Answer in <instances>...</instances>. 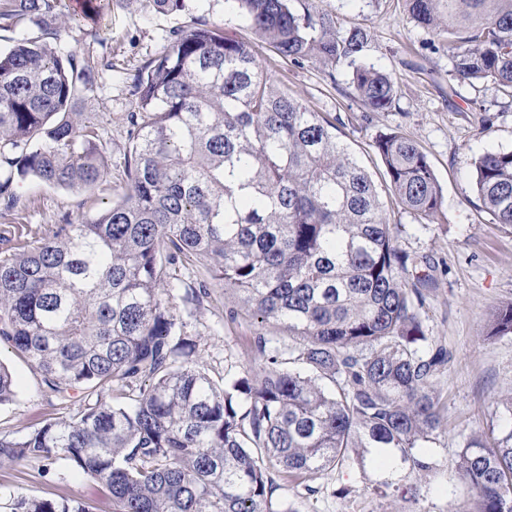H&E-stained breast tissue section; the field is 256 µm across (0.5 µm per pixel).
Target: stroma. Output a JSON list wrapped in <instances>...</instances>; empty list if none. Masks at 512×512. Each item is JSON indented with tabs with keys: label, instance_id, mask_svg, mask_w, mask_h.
<instances>
[{
	"label": "stroma",
	"instance_id": "35a3bbf8",
	"mask_svg": "<svg viewBox=\"0 0 512 512\" xmlns=\"http://www.w3.org/2000/svg\"><path fill=\"white\" fill-rule=\"evenodd\" d=\"M58 18L62 46L93 51L111 63L100 89L75 104L82 118L103 132L107 173L86 188H57L34 177L16 186L21 201L6 208L0 201V255L19 242L34 241L45 229L69 218L80 223L119 199L126 186L124 158L132 145L128 114L136 109L133 81L138 71L180 30L203 18L231 38L249 43L264 71L302 99L312 110L335 120L336 134L359 163L383 183L384 166L374 147L379 134L398 130L414 139L427 155L443 190L442 214L427 223L413 214L390 208L389 221L400 247L426 256L436 283L426 292L421 312L429 335L445 344L453 359L440 385L445 420L436 444L446 467L438 477L419 476V499L399 492L382 497L369 484L385 472L374 464L365 469L325 472L322 492L309 495L304 484L282 482L276 495L293 512H455L470 493L455 475L453 463L472 439L501 436L506 427L504 406L512 398V336L487 338V318L512 302V226L490 223L474 187L473 162L491 151L512 150V100L493 86L450 85L448 52L435 32L411 17L401 0H312L331 11L342 28L363 26L371 40L364 60L392 76L399 87L395 108L366 112L348 86V65L329 73L323 65L281 58L239 15L233 0H184L181 10L163 12L153 0H112L98 25L83 22L76 0H62ZM199 304L173 297L174 313L189 330L199 332L202 361L213 379L238 375L252 366L246 344L263 333L261 325L230 319L231 298L222 284L208 285ZM0 362L11 370L16 401L0 408V434L18 436L51 417L80 412L83 393L64 398L48 388L40 372L0 345ZM349 488L340 496L339 488ZM54 498L67 494L88 503L93 512H112L98 485L71 469L65 460L0 464V498L13 494Z\"/></svg>",
	"mask_w": 512,
	"mask_h": 512
}]
</instances>
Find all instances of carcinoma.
Wrapping results in <instances>:
<instances>
[{"label": "carcinoma", "mask_w": 512, "mask_h": 512, "mask_svg": "<svg viewBox=\"0 0 512 512\" xmlns=\"http://www.w3.org/2000/svg\"><path fill=\"white\" fill-rule=\"evenodd\" d=\"M278 54L351 67L367 112H387L394 79L362 61L369 31H341L309 0H233ZM447 47L450 79L483 82L512 99V0H403ZM61 0H0V199L14 178L90 187L106 174L98 129L72 106L102 69L66 50ZM132 148L120 200L80 224H55L32 248L0 256V344L65 396H96L77 418H49L22 437L0 435V463L64 459L99 482L112 512H292L278 480L311 482L369 461L437 476L423 453L438 440L437 386L451 355L421 318L435 284L427 258L400 248L371 176L320 113L264 74L252 46L198 19L134 78ZM374 147L396 205L432 222L442 188L418 143L393 131ZM475 187L492 224L512 225V150L481 155ZM201 264L250 320L259 367L216 381L200 335L172 311L170 293L200 302ZM512 335V302L487 337ZM16 397L0 363V406ZM455 473L470 491L456 512H512V427L469 443ZM3 512H90L66 496L13 495Z\"/></svg>", "instance_id": "obj_1"}]
</instances>
